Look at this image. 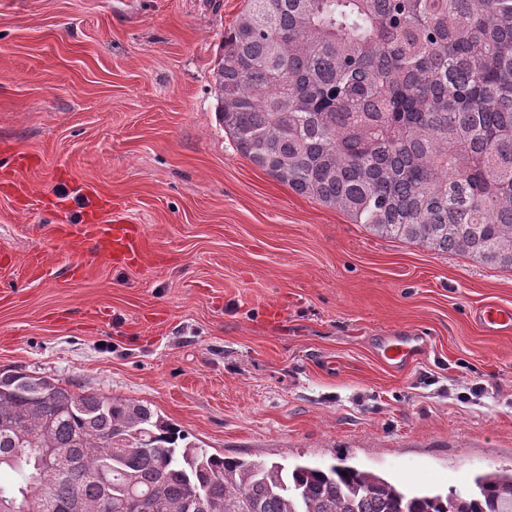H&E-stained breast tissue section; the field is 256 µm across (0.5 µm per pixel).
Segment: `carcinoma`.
Masks as SVG:
<instances>
[{
    "label": "carcinoma",
    "instance_id": "cac0c4a2",
    "mask_svg": "<svg viewBox=\"0 0 512 512\" xmlns=\"http://www.w3.org/2000/svg\"><path fill=\"white\" fill-rule=\"evenodd\" d=\"M218 120L237 153L373 234L512 269V0H247ZM65 448L72 465L38 464ZM0 505L44 512H512V469L446 493L185 442L141 401L0 369ZM107 469L111 482L100 472Z\"/></svg>",
    "mask_w": 512,
    "mask_h": 512
}]
</instances>
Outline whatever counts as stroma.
<instances>
[{
  "label": "stroma",
  "instance_id": "1",
  "mask_svg": "<svg viewBox=\"0 0 512 512\" xmlns=\"http://www.w3.org/2000/svg\"><path fill=\"white\" fill-rule=\"evenodd\" d=\"M244 0H0V369L150 404L209 452L408 491L512 466V271L378 237L240 156L214 67ZM96 211L139 255L71 251ZM426 336L395 372L378 337ZM476 320L489 333L511 334L512 307L499 302L489 301L476 311Z\"/></svg>",
  "mask_w": 512,
  "mask_h": 512
}]
</instances>
